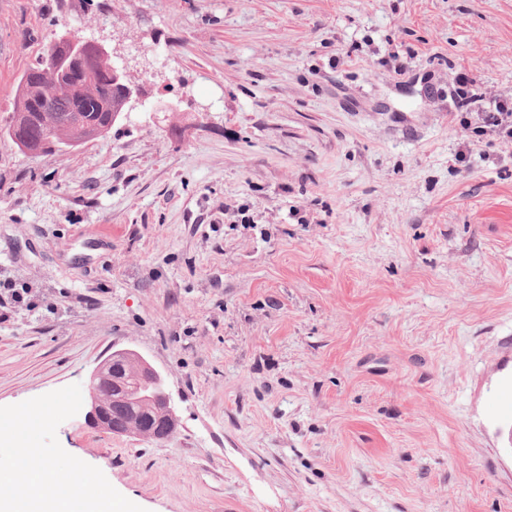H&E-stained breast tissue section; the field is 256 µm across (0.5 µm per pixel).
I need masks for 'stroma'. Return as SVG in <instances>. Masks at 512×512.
<instances>
[{"mask_svg": "<svg viewBox=\"0 0 512 512\" xmlns=\"http://www.w3.org/2000/svg\"><path fill=\"white\" fill-rule=\"evenodd\" d=\"M70 33L138 93L0 137V406L133 350L173 434L57 439L145 512H512V0H0V125ZM481 120L492 127L504 144H512V108L500 100L495 101L494 111L481 112ZM115 354H117L115 356V359L121 358L122 356L132 357V356L136 355L135 357H137L140 360L144 371L152 378V380L155 384V387L157 389V397H158L160 404L162 406L167 407V409L170 410L171 413L173 414L170 397L163 389V378H162L161 374L157 370H155L153 367H151L141 356H139L135 353H132L131 351H117Z\"/></svg>", "mask_w": 512, "mask_h": 512, "instance_id": "1", "label": "stroma"}]
</instances>
